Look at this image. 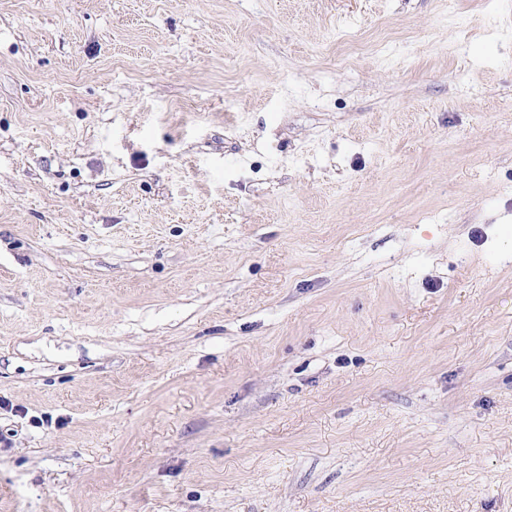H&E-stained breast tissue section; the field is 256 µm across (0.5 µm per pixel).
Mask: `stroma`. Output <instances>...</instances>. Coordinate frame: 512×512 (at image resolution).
<instances>
[{
    "mask_svg": "<svg viewBox=\"0 0 512 512\" xmlns=\"http://www.w3.org/2000/svg\"><path fill=\"white\" fill-rule=\"evenodd\" d=\"M0 512H512V0H0Z\"/></svg>",
    "mask_w": 512,
    "mask_h": 512,
    "instance_id": "35a3bbf8",
    "label": "stroma"
}]
</instances>
